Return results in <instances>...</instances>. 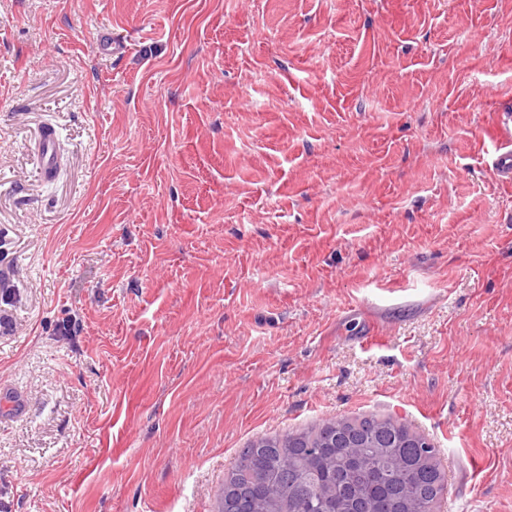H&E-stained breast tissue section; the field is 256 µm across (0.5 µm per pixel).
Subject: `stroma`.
Here are the masks:
<instances>
[{
    "instance_id": "stroma-1",
    "label": "stroma",
    "mask_w": 512,
    "mask_h": 512,
    "mask_svg": "<svg viewBox=\"0 0 512 512\" xmlns=\"http://www.w3.org/2000/svg\"><path fill=\"white\" fill-rule=\"evenodd\" d=\"M509 87L512 0H0V512H216L369 414L512 512ZM501 102L496 124L501 133L498 146L492 154L490 170L494 178L503 185H512V109L511 90L496 93ZM38 163L44 177L54 176L61 163L60 149L55 132L44 128L38 144Z\"/></svg>"
}]
</instances>
